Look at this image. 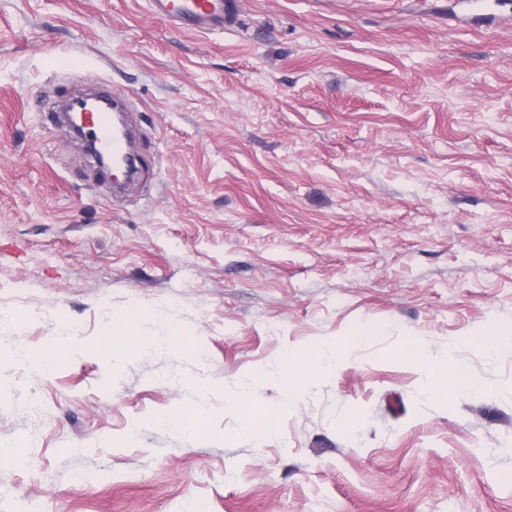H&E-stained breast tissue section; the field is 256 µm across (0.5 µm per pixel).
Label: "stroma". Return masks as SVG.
<instances>
[{"label": "stroma", "mask_w": 512, "mask_h": 512, "mask_svg": "<svg viewBox=\"0 0 512 512\" xmlns=\"http://www.w3.org/2000/svg\"><path fill=\"white\" fill-rule=\"evenodd\" d=\"M239 2L203 35L0 0V512H512V0ZM82 88L128 107L123 193L59 119ZM136 326V314L130 313L122 322L108 326L91 348L105 350L111 355L122 353L138 341ZM339 360L335 354L325 351L313 355L306 363L297 364L288 360V382L311 383L316 376L336 372ZM448 389L456 393H470L478 390L464 374L457 372L453 376H448V367L438 366L433 372V384L430 393L436 395L442 391L448 392ZM162 422L184 432H197L202 429L204 425L202 415L195 409L182 411L178 414L166 417Z\"/></svg>", "instance_id": "obj_1"}]
</instances>
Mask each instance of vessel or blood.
Returning <instances> with one entry per match:
<instances>
[{"label": "vessel or blood", "instance_id": "b4317fda", "mask_svg": "<svg viewBox=\"0 0 512 512\" xmlns=\"http://www.w3.org/2000/svg\"><path fill=\"white\" fill-rule=\"evenodd\" d=\"M148 3L154 14L186 32L229 30L238 20V0H148ZM88 120L104 149L116 156L124 153L126 142L113 133L109 112H91Z\"/></svg>", "mask_w": 512, "mask_h": 512}]
</instances>
